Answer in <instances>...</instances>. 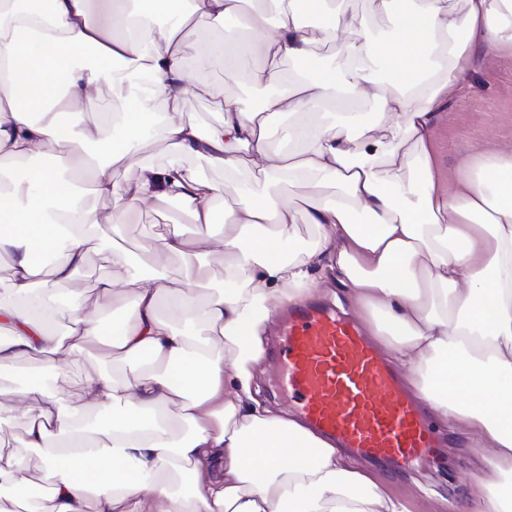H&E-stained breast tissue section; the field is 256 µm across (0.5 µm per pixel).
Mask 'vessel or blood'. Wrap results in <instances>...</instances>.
Masks as SVG:
<instances>
[{
	"mask_svg": "<svg viewBox=\"0 0 512 512\" xmlns=\"http://www.w3.org/2000/svg\"><path fill=\"white\" fill-rule=\"evenodd\" d=\"M276 351L303 420L339 447L409 466L439 439L397 375L351 320L319 302L288 310Z\"/></svg>",
	"mask_w": 512,
	"mask_h": 512,
	"instance_id": "1",
	"label": "vessel or blood"
}]
</instances>
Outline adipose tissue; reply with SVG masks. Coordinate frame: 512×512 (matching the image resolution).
I'll return each mask as SVG.
<instances>
[{"label":"adipose tissue","instance_id":"1","mask_svg":"<svg viewBox=\"0 0 512 512\" xmlns=\"http://www.w3.org/2000/svg\"><path fill=\"white\" fill-rule=\"evenodd\" d=\"M243 2L0 0V369L42 360L27 385L24 445L39 449L45 486L31 501L23 450L0 449V512H409L349 453L255 395L276 312L332 282L424 405L473 443L486 471L464 512H512V155L483 152L449 188L432 151L440 109L475 57L512 52V0H370L388 19L383 32L343 0H271L272 22ZM305 12L317 24H302ZM232 23L246 42L230 40ZM188 30L211 31L200 60L222 54L227 78L265 89L259 106L228 98L217 125L178 119ZM321 43L335 45L336 67L315 54ZM285 60L302 69L289 86ZM364 99L373 113L348 111ZM284 115L300 147L270 151ZM152 135L166 144L164 164L141 154ZM53 146L56 167L2 177ZM190 157L254 173L230 220L217 219L223 189L186 168ZM129 166L134 183L117 186L112 170ZM74 177L120 215L177 203L198 232L157 226L152 272L99 279L95 309L74 301L60 335L39 307L103 249ZM282 182L310 185L304 209L273 199ZM302 222L314 241L297 236ZM205 243L224 251L217 286ZM176 256L184 274L173 280ZM121 295L124 313L106 326L100 312ZM94 348L133 380L96 373L77 406L45 391L47 375ZM181 422L190 430L179 437Z\"/></svg>","mask_w":512,"mask_h":512}]
</instances>
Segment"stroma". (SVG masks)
<instances>
[{
    "mask_svg": "<svg viewBox=\"0 0 512 512\" xmlns=\"http://www.w3.org/2000/svg\"><path fill=\"white\" fill-rule=\"evenodd\" d=\"M184 64L193 74L194 85L202 87L203 92L186 96L182 120L202 126L218 124L228 97L260 104V89L245 80H225L220 64L199 66L189 51L184 54ZM489 149L512 153V54L494 49L484 50L478 56L467 78L463 100L449 101L443 108L433 140L438 171L443 179L452 182L465 174L467 159ZM156 224H179L189 233L195 230L184 216L173 214L166 203L129 212L114 237V245L126 252L130 263L143 270L150 267L145 237ZM124 274V268L107 264L100 252L91 251L86 265L62 286L58 298L94 304L97 280ZM107 366L119 378L129 373L122 362L95 354L69 363L53 374L49 389L65 399L78 401L87 376ZM435 432L442 446L433 460L406 469L385 460L371 459L367 465L386 488L408 499L411 512H430V498L436 494L445 499L444 512H461L465 499L476 489L472 475L481 464L467 436L440 426Z\"/></svg>",
    "mask_w": 512,
    "mask_h": 512,
    "instance_id": "1",
    "label": "stroma"
}]
</instances>
